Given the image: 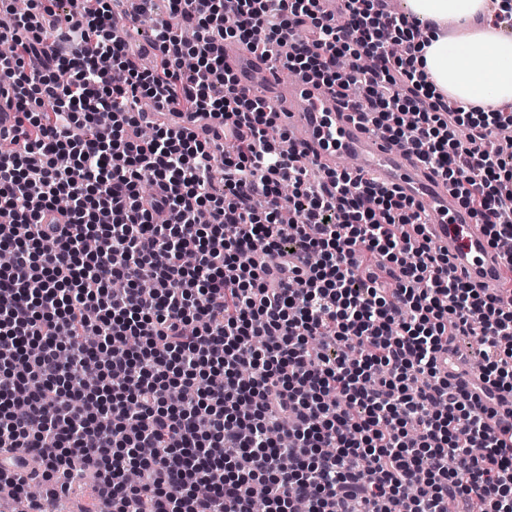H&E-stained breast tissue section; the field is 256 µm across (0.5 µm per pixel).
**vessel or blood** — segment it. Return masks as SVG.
Returning a JSON list of instances; mask_svg holds the SVG:
<instances>
[{
  "instance_id": "b4317fda",
  "label": "vessel or blood",
  "mask_w": 512,
  "mask_h": 512,
  "mask_svg": "<svg viewBox=\"0 0 512 512\" xmlns=\"http://www.w3.org/2000/svg\"><path fill=\"white\" fill-rule=\"evenodd\" d=\"M224 56L238 71L241 85L254 87L275 80L267 64L246 49L228 44ZM279 110L282 122L319 149L329 166L354 158L358 169L374 171L379 185L411 198L420 208L438 213L441 220L430 224V235L447 250L456 272L468 274L479 284L498 279L502 270L500 250L490 246L471 214L458 206L441 182L429 177L410 152L367 131L354 112L308 80L298 78L289 83ZM329 130L334 133L335 145L325 150L321 139Z\"/></svg>"
}]
</instances>
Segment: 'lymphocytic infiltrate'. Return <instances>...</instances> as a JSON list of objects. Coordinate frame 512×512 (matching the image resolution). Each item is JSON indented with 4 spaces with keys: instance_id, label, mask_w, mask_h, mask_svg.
Wrapping results in <instances>:
<instances>
[{
    "instance_id": "1",
    "label": "lymphocytic infiltrate",
    "mask_w": 512,
    "mask_h": 512,
    "mask_svg": "<svg viewBox=\"0 0 512 512\" xmlns=\"http://www.w3.org/2000/svg\"><path fill=\"white\" fill-rule=\"evenodd\" d=\"M60 2L0 0V452L65 491L93 473L109 512H512V412L490 406L512 398V307L451 271L413 201L310 180L317 155L224 45L407 146L510 273L512 141L492 135L512 113L436 94L387 0H139L122 25L125 0ZM458 336L481 346L470 379ZM224 56L238 71L240 85L242 86L253 88L260 84H270L275 81V76L268 67L271 63L267 62L266 64L259 56L250 53L244 48L226 44L224 45ZM244 60L249 62L248 67L244 66Z\"/></svg>"
}]
</instances>
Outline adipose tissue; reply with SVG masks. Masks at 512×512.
Returning <instances> with one entry per match:
<instances>
[{"label": "adipose tissue", "mask_w": 512, "mask_h": 512, "mask_svg": "<svg viewBox=\"0 0 512 512\" xmlns=\"http://www.w3.org/2000/svg\"><path fill=\"white\" fill-rule=\"evenodd\" d=\"M426 31L418 57L438 93L463 111L512 105V37L494 24L490 0H401Z\"/></svg>", "instance_id": "1"}]
</instances>
